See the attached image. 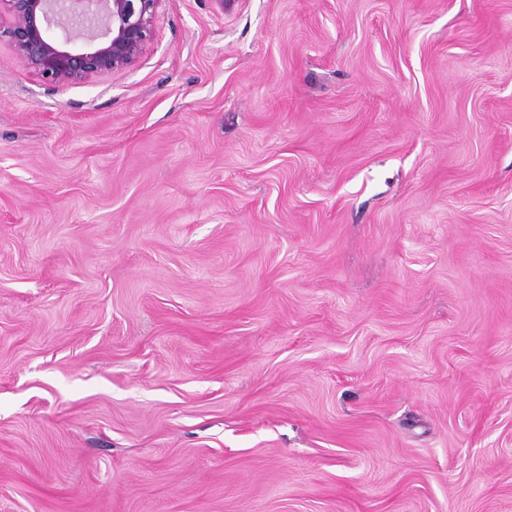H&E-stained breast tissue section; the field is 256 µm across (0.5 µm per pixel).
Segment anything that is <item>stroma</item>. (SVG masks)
Here are the masks:
<instances>
[{"mask_svg": "<svg viewBox=\"0 0 512 512\" xmlns=\"http://www.w3.org/2000/svg\"><path fill=\"white\" fill-rule=\"evenodd\" d=\"M0 512H512V0L1 40ZM0 39L49 85L79 84L131 66L163 0H1ZM62 30V32L59 30Z\"/></svg>", "mask_w": 512, "mask_h": 512, "instance_id": "1", "label": "stroma"}]
</instances>
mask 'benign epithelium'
Instances as JSON below:
<instances>
[{"label":"benign epithelium","instance_id":"1","mask_svg":"<svg viewBox=\"0 0 512 512\" xmlns=\"http://www.w3.org/2000/svg\"><path fill=\"white\" fill-rule=\"evenodd\" d=\"M0 39L49 85L79 84L131 66L163 0H4Z\"/></svg>","mask_w":512,"mask_h":512}]
</instances>
